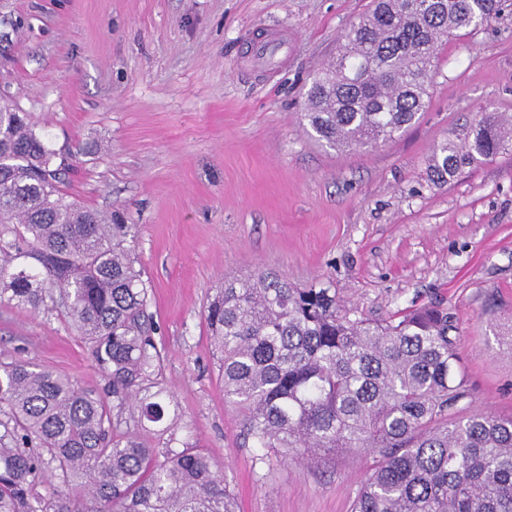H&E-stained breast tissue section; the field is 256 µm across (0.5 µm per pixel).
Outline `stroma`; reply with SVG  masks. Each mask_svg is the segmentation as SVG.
<instances>
[{
    "instance_id": "1",
    "label": "stroma",
    "mask_w": 512,
    "mask_h": 512,
    "mask_svg": "<svg viewBox=\"0 0 512 512\" xmlns=\"http://www.w3.org/2000/svg\"><path fill=\"white\" fill-rule=\"evenodd\" d=\"M370 3L0 0V96L52 149L83 147L63 190L125 212L177 437L211 456L238 512H351L377 455L256 463L204 319L227 280L272 269L335 289L371 320L439 304L458 329L468 410L512 416V151L445 184L427 177L445 139L487 114L512 124V0L442 47L415 123L341 153L310 135L302 111L313 73ZM276 30L288 60L263 76L246 58ZM15 359L112 398L59 313L0 302V360Z\"/></svg>"
}]
</instances>
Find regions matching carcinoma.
Returning a JSON list of instances; mask_svg holds the SVG:
<instances>
[{"mask_svg":"<svg viewBox=\"0 0 512 512\" xmlns=\"http://www.w3.org/2000/svg\"><path fill=\"white\" fill-rule=\"evenodd\" d=\"M500 2L373 0L313 78L312 131L338 149L394 139L425 107L443 37L482 27ZM511 142L486 116L463 143L433 149L430 179L446 183ZM80 152L56 160L28 114L0 98V301L63 314L112 386L109 407L47 366L0 362V512H236L211 457L173 447L172 426L160 450L140 438L176 402L158 387L148 286L124 246L132 225L61 188ZM206 322L224 356V398L264 449L258 463L367 450L379 459L353 512H512V417L464 412L470 391L446 309L371 321L334 288H295L264 270L225 284ZM45 480L48 502L35 492Z\"/></svg>","mask_w":512,"mask_h":512,"instance_id":"carcinoma-1","label":"carcinoma"}]
</instances>
